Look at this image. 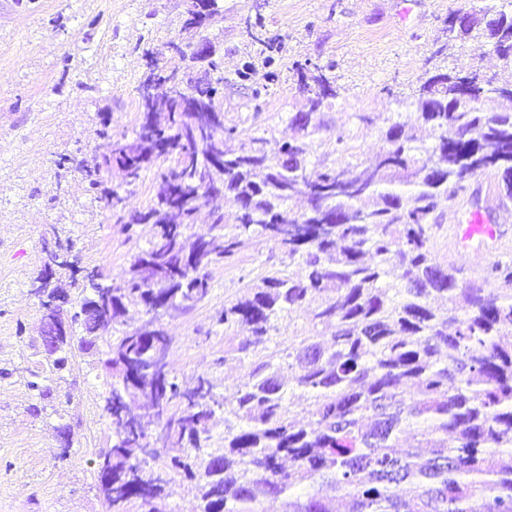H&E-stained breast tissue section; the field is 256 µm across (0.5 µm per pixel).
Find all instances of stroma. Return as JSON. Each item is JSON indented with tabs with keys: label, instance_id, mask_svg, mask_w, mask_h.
I'll return each instance as SVG.
<instances>
[{
	"label": "stroma",
	"instance_id": "stroma-1",
	"mask_svg": "<svg viewBox=\"0 0 512 512\" xmlns=\"http://www.w3.org/2000/svg\"><path fill=\"white\" fill-rule=\"evenodd\" d=\"M503 0H217L207 36L221 65L219 96L241 142L269 146L301 137L295 122L310 93L297 82L298 64L331 65L333 93L314 119L310 162L366 163L393 122L417 121L421 89L433 67L478 69L511 85L491 47L448 43L449 14L472 8L494 14ZM187 0H0V512H106L93 462L112 443L106 412L111 377L101 365L109 338L78 354L69 371L53 372L38 344L41 309L30 292L43 250L54 233L72 242L83 267L106 285L121 283L131 257L146 249L147 227L126 238L108 193L120 190L130 214L154 198L160 180L144 172L127 185L117 166H103L109 137L132 132L140 119L137 87L145 50L159 51L167 70L186 71L189 58L164 52L182 38ZM261 14L266 35L285 49L269 66L246 32ZM443 55H435L437 44ZM344 138L349 154L336 152ZM100 164L90 188L75 161ZM489 213L493 233L463 239L473 212ZM434 231L439 261L483 280L500 256L512 257V200L500 202L491 175L469 181L444 203ZM281 252L251 238L229 262L209 270L211 291L194 308L162 317L172 339L169 364L180 385L197 376L231 394L248 381L251 365L225 362V330L213 319L225 301L280 267ZM41 390H33L32 382ZM68 426L70 453L59 460L57 429Z\"/></svg>",
	"mask_w": 512,
	"mask_h": 512
}]
</instances>
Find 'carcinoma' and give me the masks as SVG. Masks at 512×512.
I'll use <instances>...</instances> for the list:
<instances>
[{
	"label": "carcinoma",
	"mask_w": 512,
	"mask_h": 512,
	"mask_svg": "<svg viewBox=\"0 0 512 512\" xmlns=\"http://www.w3.org/2000/svg\"><path fill=\"white\" fill-rule=\"evenodd\" d=\"M263 64L279 41L263 36L260 14L246 19ZM451 38L490 45L512 66V0L483 26ZM141 82L167 81L156 53ZM298 82L315 90L297 117L306 130L333 92L326 67L296 66ZM224 76L205 79L178 97H139L141 121L132 140L109 144L104 164L126 171L167 164L151 203L124 223L130 234L152 226L151 246L133 257L123 285L112 288V309H90L103 291L95 270L57 260L32 280L40 307L69 303L57 286L64 275L81 289L79 312L52 360L67 368L75 352L96 345L108 323L130 311H186L210 293L207 271L231 258L251 237L278 247L285 261L248 295L224 304L217 322L232 326L224 361H248L251 379L226 397L205 378L183 390L171 374L146 370L161 348L147 321L112 340L103 362L112 397L134 395L168 403L156 426L172 451L154 467L133 458L122 408L112 414L109 512H158V501L179 476L198 483L201 512H258L286 497V512H512V262L491 273L503 287L457 277L431 245L440 206L455 200L473 177L491 172L498 197L512 199L511 102L496 111L477 105L494 91L471 70L432 74L418 100L419 118L434 132L427 146L395 122L366 166L309 165L311 144L286 142L272 152L254 138L237 149L238 126L214 111ZM398 184L400 190L391 186ZM310 188L316 205L293 214L288 200ZM224 190L238 209L234 224L215 216L206 236L187 228L206 195ZM337 223L324 224L320 214ZM302 265L303 276L292 267ZM54 276L50 288L43 278ZM318 301L309 334L270 346L280 324ZM224 411V444L211 447L210 420ZM308 486L305 497L292 491Z\"/></svg>",
	"instance_id": "carcinoma-1"
}]
</instances>
